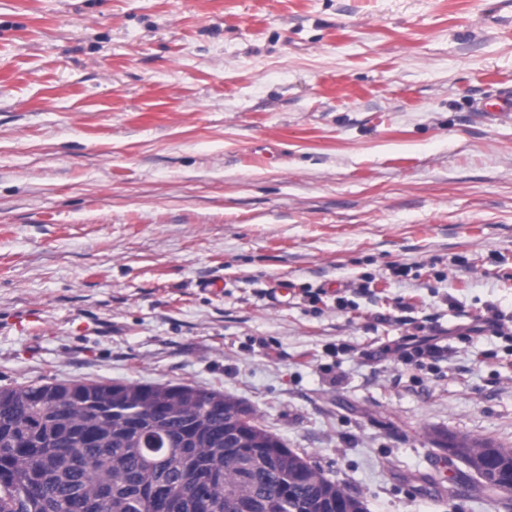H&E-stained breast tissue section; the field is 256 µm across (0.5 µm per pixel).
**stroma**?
<instances>
[{"label":"stroma","mask_w":512,"mask_h":512,"mask_svg":"<svg viewBox=\"0 0 512 512\" xmlns=\"http://www.w3.org/2000/svg\"><path fill=\"white\" fill-rule=\"evenodd\" d=\"M508 87L512 0H0V387L219 389L368 512H497L420 486L512 448Z\"/></svg>","instance_id":"35a3bbf8"}]
</instances>
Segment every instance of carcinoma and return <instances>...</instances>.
I'll return each mask as SVG.
<instances>
[{
    "mask_svg": "<svg viewBox=\"0 0 512 512\" xmlns=\"http://www.w3.org/2000/svg\"><path fill=\"white\" fill-rule=\"evenodd\" d=\"M439 448L484 471L479 496L512 512V448L441 437ZM214 470L202 510L192 487ZM162 485L180 512H367L261 422L248 403L188 384L40 381L0 388V512H163Z\"/></svg>",
    "mask_w": 512,
    "mask_h": 512,
    "instance_id": "1",
    "label": "carcinoma"
}]
</instances>
